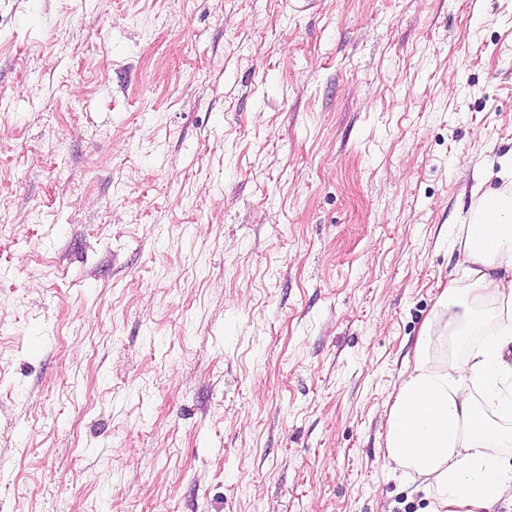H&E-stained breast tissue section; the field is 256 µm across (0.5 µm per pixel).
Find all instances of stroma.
Instances as JSON below:
<instances>
[{
  "label": "stroma",
  "instance_id": "stroma-1",
  "mask_svg": "<svg viewBox=\"0 0 512 512\" xmlns=\"http://www.w3.org/2000/svg\"><path fill=\"white\" fill-rule=\"evenodd\" d=\"M512 151V0H0V512H425L386 418Z\"/></svg>",
  "mask_w": 512,
  "mask_h": 512
}]
</instances>
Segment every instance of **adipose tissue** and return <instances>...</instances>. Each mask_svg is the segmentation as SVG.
<instances>
[{
  "label": "adipose tissue",
  "instance_id": "adipose-tissue-1",
  "mask_svg": "<svg viewBox=\"0 0 512 512\" xmlns=\"http://www.w3.org/2000/svg\"><path fill=\"white\" fill-rule=\"evenodd\" d=\"M474 191L479 208L459 237L467 280L439 293L386 420L387 460L423 484L427 512L512 503V196ZM438 341L468 354L434 360Z\"/></svg>",
  "mask_w": 512,
  "mask_h": 512
}]
</instances>
